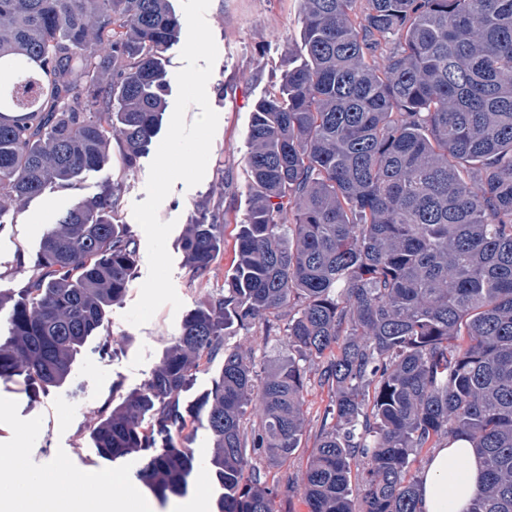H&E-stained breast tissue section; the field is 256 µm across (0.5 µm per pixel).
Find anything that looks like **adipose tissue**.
Listing matches in <instances>:
<instances>
[{
  "instance_id": "adipose-tissue-1",
  "label": "adipose tissue",
  "mask_w": 512,
  "mask_h": 512,
  "mask_svg": "<svg viewBox=\"0 0 512 512\" xmlns=\"http://www.w3.org/2000/svg\"><path fill=\"white\" fill-rule=\"evenodd\" d=\"M483 464L468 441L459 439L435 449L421 473L422 512H468L482 481ZM112 474L80 480L58 471L33 475L21 467L0 468V512H146L138 494L105 499Z\"/></svg>"
}]
</instances>
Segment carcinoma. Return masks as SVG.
<instances>
[{
  "label": "carcinoma",
  "instance_id": "cac0c4a2",
  "mask_svg": "<svg viewBox=\"0 0 512 512\" xmlns=\"http://www.w3.org/2000/svg\"><path fill=\"white\" fill-rule=\"evenodd\" d=\"M301 0L302 62L257 103L252 184L224 289L188 315L143 388L89 434L110 461L140 455L164 503L195 460L175 434L201 400L223 493L217 512H277L251 466L300 448L308 372L330 404L301 490L309 512H421L411 464L465 438L485 463L470 512H512V0ZM169 0H0V216L152 143L167 106ZM121 183L77 198L44 235L9 318L0 380L62 384L135 274ZM221 202L182 250L199 281L224 248ZM286 318L288 361L256 382L224 330ZM260 396L251 420L246 406ZM224 363V356L220 353L210 363L198 372L187 389L181 394V401L186 405H196L203 396L213 387Z\"/></svg>",
  "mask_w": 512,
  "mask_h": 512
}]
</instances>
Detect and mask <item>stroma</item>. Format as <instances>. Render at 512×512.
<instances>
[{"label":"stroma","mask_w":512,"mask_h":512,"mask_svg":"<svg viewBox=\"0 0 512 512\" xmlns=\"http://www.w3.org/2000/svg\"><path fill=\"white\" fill-rule=\"evenodd\" d=\"M206 19L218 48L207 84L209 103L219 115L217 131L202 182L191 188L176 182L158 210L162 221L174 224L167 249L173 259V284L183 302L180 309L162 306L140 327L124 319L148 276L146 236L133 217L132 206L146 198L155 149H148L131 169H123L116 158L110 166L85 174L73 187L48 186L19 212L0 217V291L5 293L25 286L45 231L76 197L94 195L109 179L122 185L120 219L131 231L137 249L135 278L127 296L108 311L99 335L86 342L63 384L33 397L19 384L0 382V406L9 415L8 422L0 424V448L20 446L22 465L33 473L67 464L81 476L92 470L121 475L125 483L109 490L112 498L123 494L125 486L136 485L139 462L131 458L112 463L98 455L88 441L93 413L111 399L113 392L125 395L141 388L179 335L186 316L209 295L223 290L234 257L237 225L246 217L251 196L245 162L251 114L300 58L299 0H210ZM216 198L222 201L227 222L224 250L209 278L198 281L186 266L182 236L198 207ZM228 332V345H241L250 354L257 377L265 376L272 361L288 356L282 336L267 335L264 323L248 331L232 326ZM105 337L112 341V352L102 356L96 348ZM304 398L305 429L295 455L284 466L264 459L258 462L268 484L301 482L329 403L328 390L314 376L306 384ZM181 439L195 459L187 495L203 497L206 512H216L220 489L210 466L211 435L197 424L186 428Z\"/></svg>","instance_id":"obj_1"}]
</instances>
